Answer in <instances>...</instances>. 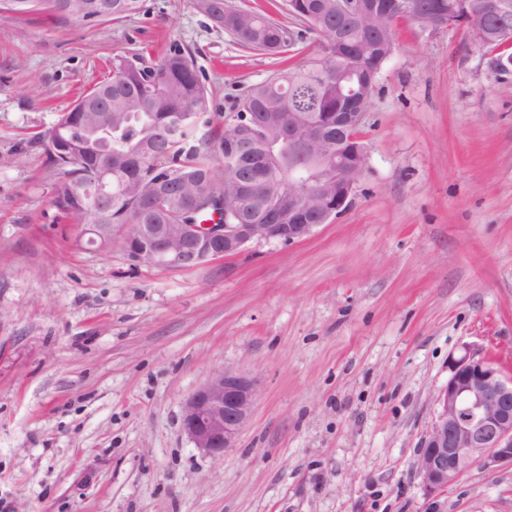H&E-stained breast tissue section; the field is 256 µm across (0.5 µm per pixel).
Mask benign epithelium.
<instances>
[{
	"mask_svg": "<svg viewBox=\"0 0 512 512\" xmlns=\"http://www.w3.org/2000/svg\"><path fill=\"white\" fill-rule=\"evenodd\" d=\"M485 11L494 21V34L512 43V8L496 0ZM336 15L349 16L355 25L375 34L383 31L379 16L352 11L349 0H336ZM343 48L344 39L338 33L329 40L325 58L336 61V89L356 98L361 85L343 63ZM365 115L364 111L336 113V129L349 143L360 141ZM259 117L276 129L270 154L261 161H251L250 140L239 134L233 139L239 163L225 175L235 192L232 207L224 209V214L229 217L234 212L240 222L167 224L164 212L153 205L148 211L156 223L133 224L119 240L132 260L189 270L211 259L236 256L255 240L303 241L347 207L352 191L333 190L346 160L334 154L326 131L302 128L293 112H262ZM286 150L303 156L314 168H326L327 176L288 182V191L265 222L255 224L258 198L269 186L280 183L278 156ZM106 175L105 171L99 173L94 190L86 191L93 206L101 211L104 200L112 195V187L104 183ZM84 234L91 245L106 247L114 242L110 224H88ZM448 371V383L435 399L436 417L416 459L417 477L430 494L445 491L475 465L485 469L512 465V375H505L497 360L471 344L463 345L461 353L450 358ZM257 395L255 380L232 370H215L185 399L182 430L195 448L220 457L234 446Z\"/></svg>",
	"mask_w": 512,
	"mask_h": 512,
	"instance_id": "1",
	"label": "benign epithelium"
}]
</instances>
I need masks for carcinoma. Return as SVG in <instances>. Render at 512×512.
Here are the masks:
<instances>
[{
  "label": "carcinoma",
  "instance_id": "cac0c4a2",
  "mask_svg": "<svg viewBox=\"0 0 512 512\" xmlns=\"http://www.w3.org/2000/svg\"><path fill=\"white\" fill-rule=\"evenodd\" d=\"M24 2V10L15 7ZM94 0H76L72 13L57 12L53 0H0V9L27 15L45 11L59 20L109 22L140 9V0H112V16L96 18L87 9ZM391 11L387 33L396 41L395 23L413 19L416 12L440 19H454L483 8L479 0H410L411 10L392 9L393 0H380ZM194 8L224 29L237 42L264 52H278L288 43V30L275 20L234 7L229 0H191ZM329 0H286L292 16L314 18L315 30L326 34L334 16L323 5ZM348 51L356 54L363 72L380 73L386 58L381 43L367 32L348 29ZM112 86V124L123 126L112 138V201L109 211L97 216L90 200L72 190L89 184L94 172L107 168L102 157L47 154L48 161L65 170L68 181L57 193V208L91 224L102 218L109 224H132L147 200L167 213L171 224H199L210 215V201L224 192L225 170L237 164L232 143L224 138V127L207 112L205 87L201 84L191 54L174 53L156 66L120 59L112 64V77L81 95L59 123H70L72 113L87 100L104 95ZM336 88L324 80L321 59L313 58L292 71L261 82L245 93L238 111L224 115L232 124L243 112H334ZM171 112H187L184 127L175 137L160 133Z\"/></svg>",
  "mask_w": 512,
  "mask_h": 512
}]
</instances>
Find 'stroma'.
Instances as JSON below:
<instances>
[{
	"label": "stroma",
	"mask_w": 512,
	"mask_h": 512,
	"mask_svg": "<svg viewBox=\"0 0 512 512\" xmlns=\"http://www.w3.org/2000/svg\"><path fill=\"white\" fill-rule=\"evenodd\" d=\"M291 30L271 56L190 0L101 23L0 10V512H512V465L428 495L418 449L448 360L512 374V70L467 31L396 24L346 209L307 239L191 270L87 245L44 136L117 58L190 51L209 112L328 42L284 0H234ZM255 379L236 445L203 454L184 399Z\"/></svg>",
	"instance_id": "stroma-1"
}]
</instances>
